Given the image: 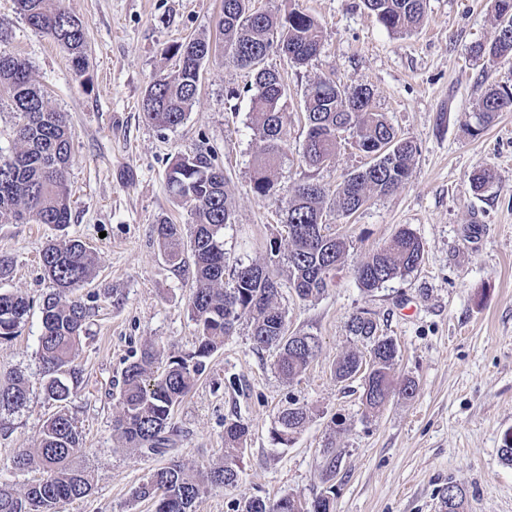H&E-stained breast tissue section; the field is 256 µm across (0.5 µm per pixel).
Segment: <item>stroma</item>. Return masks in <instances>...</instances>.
<instances>
[{
	"label": "stroma",
	"instance_id": "stroma-1",
	"mask_svg": "<svg viewBox=\"0 0 512 512\" xmlns=\"http://www.w3.org/2000/svg\"><path fill=\"white\" fill-rule=\"evenodd\" d=\"M254 5L277 13L303 9L323 30L321 51L308 64L279 52L266 60L287 83L291 123L274 171L277 192L265 199L250 190L260 142L250 122L249 70L212 54L181 126L162 129L142 114L149 83L177 68L171 46L195 35L217 39L220 0H65L86 25L88 66L81 74L63 48L28 27L14 0H0V19L9 24L6 49L30 62L51 105L69 113L75 130L67 173L71 222L62 232L49 224L0 223V256L13 261L6 288L41 302L52 289L41 251L62 235L83 241L97 263L81 290L95 312L77 359L82 380L67 405L84 442L74 463L93 475L94 487L65 512H151L149 502L135 500V489L173 458L190 467L218 463L232 420L250 430L241 480L208 491L195 512H236L243 499L288 494L308 503L324 492L334 512H440L452 483L465 493L462 512H512V465L501 452L512 432V112L470 134L485 90L512 86V57L470 53L471 45L496 36L491 0H427L423 25L403 36L389 33L362 0ZM321 78L369 88L376 111L413 141L417 154L409 180L395 192L371 196L353 215H327L330 233L346 239L347 251L323 294L303 301L288 285L279 289L288 331L317 336V358L284 380L274 367L278 349L256 348L249 322L240 321L177 406L180 435L170 456L124 447L112 421L121 412L118 383L126 365L150 341L168 353L195 343L188 306L193 266L170 265L153 231L162 218L189 221L168 190L170 165L184 153L215 156L235 209L224 231L225 271L266 262L271 241L287 240L288 190L306 180L336 188L366 163L350 144L330 165L303 161L301 101ZM483 166L495 178L476 194L470 176ZM402 228L423 243L420 267L365 293L355 267ZM363 309L398 344L396 379L418 384L413 397L395 396L373 416L361 403L362 378L334 377L341 357L368 353L347 327ZM40 329L35 309L19 336L0 340V383L20 373L30 389L27 408L0 414V481L18 490L44 473L36 466L13 472L9 460L17 449L37 447L45 420L58 410L40 376ZM292 402L309 418L284 446L273 432L278 411ZM330 447L340 467L329 479L322 461Z\"/></svg>",
	"mask_w": 512,
	"mask_h": 512
}]
</instances>
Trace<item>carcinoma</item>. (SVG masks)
<instances>
[{
	"mask_svg": "<svg viewBox=\"0 0 512 512\" xmlns=\"http://www.w3.org/2000/svg\"><path fill=\"white\" fill-rule=\"evenodd\" d=\"M427 0H364L382 26L396 34L410 33L425 20ZM18 13L31 30L57 42L69 54L72 67L83 72L87 66L88 44L84 25L70 16L63 0H15ZM221 44L208 38H190L175 47L178 69L161 76L148 87L143 99L144 119L158 127L176 128L184 123L199 89L201 67L217 48L224 60L248 67L247 58L280 52L296 65H304L319 54L322 27L304 10L293 8L274 14L252 6V0H221L218 23ZM477 55H512V31H497L488 45L473 48ZM255 93L251 97V123L262 142L255 158L251 191L266 198L276 193L272 172L285 155L288 135L286 84L280 74L266 68L254 70ZM0 101L14 114V145L0 147V223L52 224L60 230L71 222V193L66 173L72 161L73 130L69 115L50 105L43 89L34 80L26 59L0 49ZM306 136L302 158L319 167L336 157L344 134L356 139L365 152L379 151L363 169L348 175L331 192L314 182L292 188L285 210L287 253L278 244L270 246L263 266H241L231 286L224 287L226 257L224 229L235 223L224 168L208 153L181 154L167 172L172 195L187 206L191 221L173 224L161 220L155 232L168 261L183 262L184 234H189L193 257L194 289L190 300L191 318L196 325V341L187 353L168 356L163 371H152L162 354L149 342L122 373L119 391L121 414L112 431L127 448L147 455H164L175 445L177 429L172 426L176 405L192 390L206 369L207 360L224 346L236 324L249 318L256 347L276 346L280 350L275 368L282 378L292 380L315 360L320 344L311 333L287 334L285 312L277 305L278 278L286 273L289 287L307 300L323 293L336 277L346 242L326 233L325 217L331 209L350 216L372 195H387L410 177L417 152L412 141L400 135L384 114L372 107L368 88L341 86L320 79L304 93ZM501 112H512V88L488 89L478 103L473 133L478 135ZM493 180L487 168L470 178L478 193ZM42 265L53 284L42 301L38 352L44 388L59 404L69 402L76 391L81 371L75 360L90 317L78 289L93 273L95 259L79 239L47 243ZM423 260V244L409 229H401L375 250L355 270L365 292L415 271ZM31 310L30 301L18 291L0 290V340L18 335ZM349 332L369 344L375 368L362 404L368 414H377L394 394L412 396L413 379L394 385L398 348L393 338L376 334L378 325L367 312L350 319ZM363 358L348 354L336 362L334 375L343 382ZM28 402L26 382L16 376L0 386V411L22 409ZM307 409L290 404L277 415L275 437L286 445L304 426ZM249 433L248 426L231 421L224 428L221 462L208 467H188L179 461L154 471L136 490L135 497L149 500L154 512H194L195 503L210 489L234 487L239 481L240 450ZM83 436L75 421L59 412L45 422L39 446L20 448L12 458V468L24 471L32 465L43 469L44 478L19 493L0 482V512H62V506L82 499L92 491V479L85 470L73 466L82 451ZM295 497L285 495L270 502L261 498L244 501L242 512H297Z\"/></svg>",
	"mask_w": 512,
	"mask_h": 512,
	"instance_id": "carcinoma-1",
	"label": "carcinoma"
}]
</instances>
